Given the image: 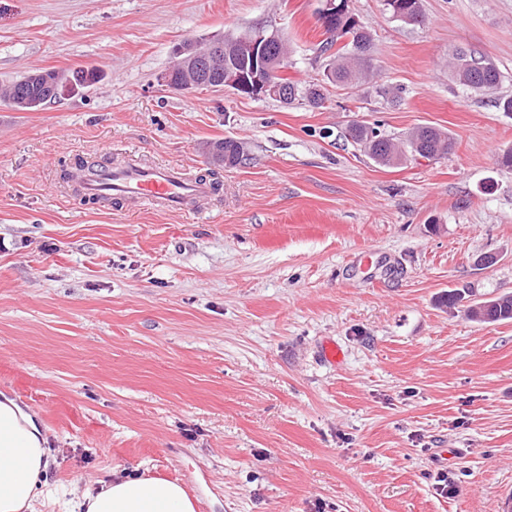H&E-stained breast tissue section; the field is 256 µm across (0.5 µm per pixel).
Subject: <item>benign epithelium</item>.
I'll use <instances>...</instances> for the list:
<instances>
[{
  "label": "benign epithelium",
  "mask_w": 512,
  "mask_h": 512,
  "mask_svg": "<svg viewBox=\"0 0 512 512\" xmlns=\"http://www.w3.org/2000/svg\"><path fill=\"white\" fill-rule=\"evenodd\" d=\"M345 9L344 2L335 0H322L319 16L322 17L321 26L325 35H333L328 29V20L338 10ZM273 31L257 26L251 29L249 37L242 45L235 41H227L226 37L210 40V46L206 54H201L196 41L188 39L176 47L175 55L180 63L183 77H175V71L169 70L161 77V82L167 88L190 94L202 86V77H214L211 88L215 90L230 91L234 95H240L239 89L248 87L252 89V96L265 98L271 92V86L276 82V76L281 74V69L274 66L268 60L269 41ZM243 49L250 58V67L241 71L231 65H224V57L232 56Z\"/></svg>",
  "instance_id": "benign-epithelium-1"
}]
</instances>
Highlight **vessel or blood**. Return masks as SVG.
<instances>
[{
	"label": "vessel or blood",
	"mask_w": 512,
	"mask_h": 512,
	"mask_svg": "<svg viewBox=\"0 0 512 512\" xmlns=\"http://www.w3.org/2000/svg\"><path fill=\"white\" fill-rule=\"evenodd\" d=\"M76 179L89 200L147 201L162 213L184 211L211 193L205 181L189 180L174 169L153 165L112 168L83 164L76 169Z\"/></svg>",
	"instance_id": "1"
}]
</instances>
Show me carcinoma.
I'll return each mask as SVG.
<instances>
[{
  "instance_id": "cac0c4a2",
  "label": "carcinoma",
  "mask_w": 512,
  "mask_h": 512,
  "mask_svg": "<svg viewBox=\"0 0 512 512\" xmlns=\"http://www.w3.org/2000/svg\"><path fill=\"white\" fill-rule=\"evenodd\" d=\"M386 11L392 19L409 25L421 23L424 18L422 0H389ZM342 39L345 43L335 47ZM333 48L336 49L334 61L325 73L329 83L353 87L367 79L373 38L365 27L354 22L349 13H336V35L326 39L323 45L326 51ZM449 68L453 81L482 94L495 93L501 82V73L494 61L471 49H455ZM279 80L288 85V93L296 94L302 101L309 96L324 98L318 84H302L286 76L279 77ZM0 97L15 110L28 111L56 98V93L53 85L29 73L9 83L0 91ZM349 136L372 160L383 166L396 165L417 154L428 160L442 158L454 147V139L448 133L430 126L414 128L401 141L386 136L376 141L370 137L365 123L356 122L350 126ZM212 148L224 151V165L227 167L238 165L247 156L245 143L231 138L215 142ZM468 297L470 290L467 288L451 289L442 296V304L456 309ZM464 312L479 323L512 320V295L476 301L465 306Z\"/></svg>"
}]
</instances>
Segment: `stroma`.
<instances>
[{"label": "stroma", "mask_w": 512, "mask_h": 512, "mask_svg": "<svg viewBox=\"0 0 512 512\" xmlns=\"http://www.w3.org/2000/svg\"><path fill=\"white\" fill-rule=\"evenodd\" d=\"M394 21L349 0L374 75L319 107L163 86L188 39L266 25L288 78L320 79L318 0H0V84L100 79L0 106V395L53 457L35 512H72L124 471L198 512H496L512 486V321L438 303L512 293V0H422ZM462 46L497 96L448 78ZM447 131L454 151L381 166L349 124ZM246 142L242 165L209 145ZM153 164L214 192L183 214L95 203L79 163ZM332 340L344 352L320 357Z\"/></svg>", "instance_id": "35a3bbf8"}]
</instances>
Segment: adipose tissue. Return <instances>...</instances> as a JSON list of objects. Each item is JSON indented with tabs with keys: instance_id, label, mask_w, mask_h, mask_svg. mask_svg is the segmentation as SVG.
<instances>
[{
	"instance_id": "1",
	"label": "adipose tissue",
	"mask_w": 512,
	"mask_h": 512,
	"mask_svg": "<svg viewBox=\"0 0 512 512\" xmlns=\"http://www.w3.org/2000/svg\"><path fill=\"white\" fill-rule=\"evenodd\" d=\"M51 449L35 413L14 400H0V512H34ZM80 512H196L184 487L174 481L113 474L85 492Z\"/></svg>"
}]
</instances>
